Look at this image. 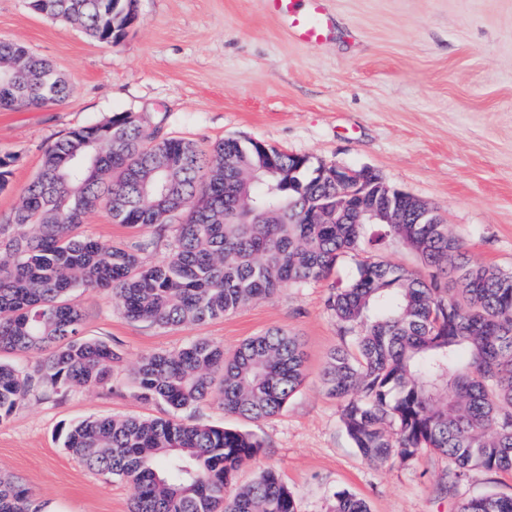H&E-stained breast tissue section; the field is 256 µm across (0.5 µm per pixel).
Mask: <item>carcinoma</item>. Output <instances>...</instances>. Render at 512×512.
I'll return each instance as SVG.
<instances>
[{
    "label": "carcinoma",
    "mask_w": 512,
    "mask_h": 512,
    "mask_svg": "<svg viewBox=\"0 0 512 512\" xmlns=\"http://www.w3.org/2000/svg\"><path fill=\"white\" fill-rule=\"evenodd\" d=\"M40 15L78 23L92 38L118 43L136 0H29ZM23 85L0 82V108L25 99L62 105L68 81L32 57ZM171 164L172 199L145 196L155 160ZM299 164L294 154L254 140L227 139L209 153L187 140L152 142L132 112L66 133L46 149L22 203L0 217V351L41 350L26 370L0 362V422L35 393L112 383L120 354L82 338L84 314L70 299L78 287L112 294L127 318L173 328L233 314L290 286L327 278L364 246L363 224H318L311 202L336 201V184L307 161L297 177L273 176ZM106 203L113 222L147 232L133 243L79 232ZM423 262L421 274L376 258L359 262L335 288L327 309L351 344L335 350L323 384L341 408L354 447L367 459L406 464L425 451L455 467L512 472V270L474 264L446 224H384ZM165 246L146 265L142 253ZM298 340L282 328L233 351L200 339L175 352L141 358L139 397L174 411L218 390L224 412L259 420L279 413L305 380ZM64 446L85 466L137 490L131 512H297L272 469L230 494L236 472L262 444L223 427L168 418L90 417L68 428ZM0 512H36L29 492L0 478ZM331 512H369L342 491ZM458 512H512V494L464 499Z\"/></svg>",
    "instance_id": "cac0c4a2"
}]
</instances>
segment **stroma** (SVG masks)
<instances>
[{
	"instance_id": "stroma-1",
	"label": "stroma",
	"mask_w": 512,
	"mask_h": 512,
	"mask_svg": "<svg viewBox=\"0 0 512 512\" xmlns=\"http://www.w3.org/2000/svg\"><path fill=\"white\" fill-rule=\"evenodd\" d=\"M331 34L318 46L294 39L267 0H137L138 20L118 44L0 0V37L25 45L73 84L64 105L0 111V216L18 205L45 149L70 130L133 112L163 135L203 150L225 139L260 141L350 168L427 202L472 263L512 269V0H325ZM371 227L375 245L344 257L329 278L284 288L236 313L162 329L128 319L111 294L77 288L83 336L110 343L121 360L112 384L33 396L0 422V474L29 490L39 512H129L134 488L88 469L64 446V430L90 417L166 418L139 398L135 369L150 352L205 338L233 350L281 327L306 356V378L276 416L225 413L212 394L184 416L253 435L262 447L237 472L249 484L275 469L298 512H329L347 491L369 512H456L466 496L512 494V473L474 471L456 482L447 458L372 462L354 448L340 406L321 383L345 346L326 306L357 261L384 258L422 271L419 257Z\"/></svg>"
}]
</instances>
